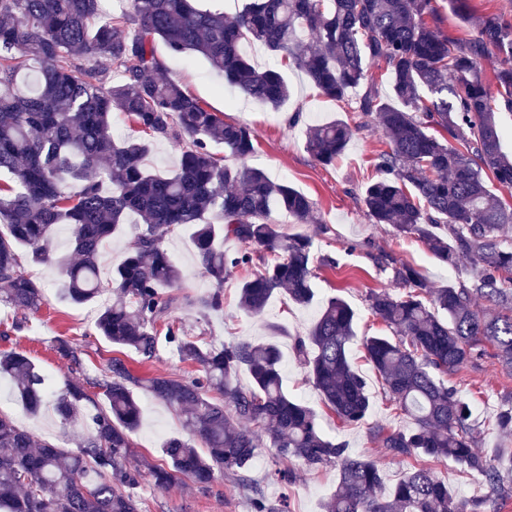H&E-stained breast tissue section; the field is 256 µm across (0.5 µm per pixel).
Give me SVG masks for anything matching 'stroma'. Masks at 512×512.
Listing matches in <instances>:
<instances>
[{
    "label": "stroma",
    "mask_w": 512,
    "mask_h": 512,
    "mask_svg": "<svg viewBox=\"0 0 512 512\" xmlns=\"http://www.w3.org/2000/svg\"><path fill=\"white\" fill-rule=\"evenodd\" d=\"M155 50L164 64V77L177 82L211 111L223 114L225 121L243 123L252 129L255 151L247 159V166L264 170L275 181L288 182L313 203L312 223H297L277 208L269 216L270 223L278 225L289 236H311L316 255L328 254L338 261L336 268L318 269L314 280L315 298L310 305H298L286 294L277 293L262 314L250 315L239 305V288L248 276L247 271L240 270L224 281L223 309L203 312L194 301L213 289L215 283L206 275L197 256L192 229L174 228L166 234L163 246L182 271V281L174 290L181 299L175 318L185 325L190 335L218 347L240 340L276 343L283 353V379L288 394L321 416L326 435L345 442L353 454L375 460L385 489H392L410 468L411 461L385 454L373 431L380 426L407 430L412 426L411 420L399 413L385 396L380 378L365 361L360 343H356L350 349V357L366 375L373 404L363 423L340 424L327 411L306 367L296 357L295 339L307 333L324 299L332 296L344 298L354 309L359 338L387 334V327L373 317L368 305L371 292L390 286L381 271L383 265L392 262L412 265L430 286L439 288L467 279L469 261L459 260L453 267L443 265L414 236L397 234L392 225L373 223L367 215L363 191L375 175L372 160L385 147L383 130L374 116L355 112L347 102L325 98L308 77L295 68L287 71L292 94L276 109L245 99L200 58L173 55L161 42L156 44ZM335 119L348 122L355 133L344 154L325 165L308 152L306 130ZM19 255L22 271L42 284L45 300L39 310L26 312L25 326L20 331L12 328L17 311L0 305V351L25 352L54 388H61L73 375L70 363L56 351L61 339L81 350L84 372L92 378L104 375L107 361L112 357L125 360L133 374L143 379L159 373L188 381L200 377L197 365L182 361L167 346H160L154 361L144 363L133 351L97 336L94 321L103 302L111 299V289L106 287L97 301L74 305L62 293L58 267L32 263L25 248L20 249ZM448 382L469 403L472 418L479 425L477 448L486 451L512 445V440L499 435L493 427L496 416L512 405V371L501 367L491 343L479 346L467 366L450 375ZM137 397L142 420L132 436V458L156 461L161 457L167 438L180 434L179 416L146 390H138ZM0 413L13 418L36 438L49 436L67 448L75 447L77 441L91 431L90 426L82 423L62 427L48 407L38 416H29L8 393L0 395ZM279 468L294 470L291 484L273 480L272 475ZM433 473L447 482L459 497L489 499L486 512H512L511 469L502 471L505 491L499 495L492 493L479 474L452 462L434 465ZM249 479L253 485L263 488L271 500H287L289 512H322L323 501L338 485L339 472L334 467L310 470L298 461H284L264 439ZM137 495L140 512H253L249 490L228 473L207 486L186 480L164 489L155 487L147 477Z\"/></svg>",
    "instance_id": "1"
}]
</instances>
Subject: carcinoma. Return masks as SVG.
<instances>
[{
    "label": "carcinoma",
    "instance_id": "cac0c4a2",
    "mask_svg": "<svg viewBox=\"0 0 512 512\" xmlns=\"http://www.w3.org/2000/svg\"><path fill=\"white\" fill-rule=\"evenodd\" d=\"M448 3L471 27L467 37L444 35L425 21L435 16L432 0H250L233 17L198 8L195 0H121L111 16L102 14L100 0H0V174L9 175L0 183V304L40 308L42 286L20 270L18 250L30 248L36 264L53 263L60 226L79 256L62 266L63 294L76 305L95 300L103 291L100 263L108 241L127 216H138L96 330L146 363L157 356L164 326L169 345L203 376L188 382L156 375L145 388L178 411L185 436L204 444L200 450L173 436L160 462L132 463L131 435L141 414L134 388L141 380L113 357L106 378L76 376L54 392L62 426L92 428L77 447L36 439L0 414V512H139L136 489L144 474L163 489L185 479L209 485L218 471L250 490L253 512H287V500L273 503L249 483L258 444L242 423L263 429L283 459L339 470L323 512H485L487 500L459 499L430 463L452 461L501 490L500 457L473 448L469 407L445 377L460 371L484 340L512 370V243L500 235L512 224V208L488 186L494 179L512 187V160L502 151L498 125V113L512 112V23L496 13L473 15L469 0ZM158 41L176 55L202 57L241 95L275 108L291 95L288 80L277 67H255L242 51L245 42L295 65L332 100L366 86L357 111L376 114L387 138V149L373 159L376 179L363 195L368 215L415 236L443 264L467 258L476 270L455 286L434 288L411 265L388 264L382 270L404 293L369 296L373 316L393 335L363 337L365 360L413 421L409 430L379 427L375 438L386 454L419 461L389 493L375 461L327 437L318 414L288 395L276 344L205 346L171 319L178 298L164 289L175 287L181 272L162 242L185 224L195 226L200 262L215 283L196 299L199 307L222 308L226 277L252 267L240 288L246 312L262 313L278 292L310 304L312 239L286 236L267 217L277 205L304 224L313 206L287 183L258 168L227 167L211 152L218 144L247 159L254 153L252 131L158 77ZM491 54L499 60L497 98L478 70ZM97 58L108 59L118 77L94 64ZM376 60L386 65L396 106L368 81L366 64ZM114 111L152 140L185 143L177 167L166 174L147 170L149 145L115 139ZM352 137L348 123L333 120L309 127L306 147L331 164ZM220 234L244 248L225 253L216 243ZM478 298L495 312L477 308ZM355 338L352 307L334 297L295 341L324 404L343 424L365 421L372 407L366 379L350 357ZM56 350L82 369L77 347L60 340ZM242 368L252 378L248 389L237 383ZM2 378L29 415L47 403L44 378L26 353L0 352ZM89 385L103 392L107 409H91Z\"/></svg>",
    "mask_w": 512,
    "mask_h": 512
}]
</instances>
